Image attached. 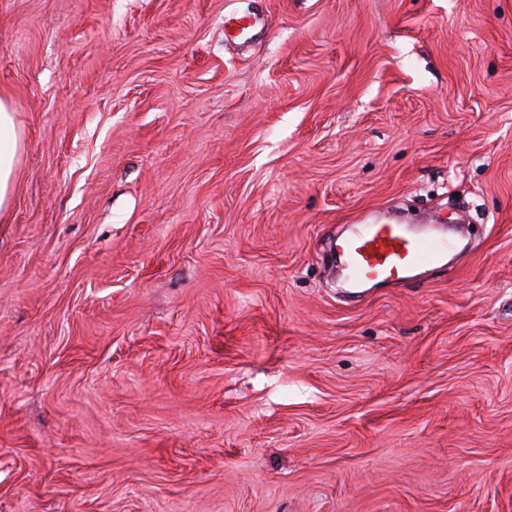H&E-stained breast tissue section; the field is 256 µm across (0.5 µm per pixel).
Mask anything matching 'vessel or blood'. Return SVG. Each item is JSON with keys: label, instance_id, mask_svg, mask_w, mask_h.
<instances>
[{"label": "vessel or blood", "instance_id": "obj_1", "mask_svg": "<svg viewBox=\"0 0 512 512\" xmlns=\"http://www.w3.org/2000/svg\"><path fill=\"white\" fill-rule=\"evenodd\" d=\"M339 250L346 259L348 279L357 286L371 280L398 281L422 265L437 263L447 251L446 238L412 231L388 219L354 225Z\"/></svg>", "mask_w": 512, "mask_h": 512}]
</instances>
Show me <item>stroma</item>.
<instances>
[{
  "mask_svg": "<svg viewBox=\"0 0 512 512\" xmlns=\"http://www.w3.org/2000/svg\"><path fill=\"white\" fill-rule=\"evenodd\" d=\"M0 89V512H512V0H0ZM391 209L470 248L352 293ZM18 135L7 94L0 92V219L7 215L17 164Z\"/></svg>",
  "mask_w": 512,
  "mask_h": 512,
  "instance_id": "obj_1",
  "label": "stroma"
}]
</instances>
